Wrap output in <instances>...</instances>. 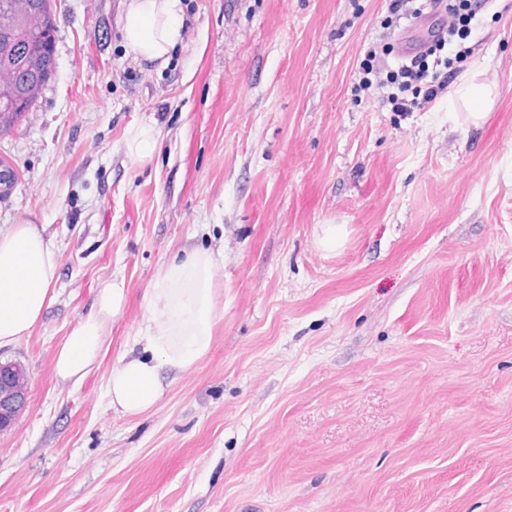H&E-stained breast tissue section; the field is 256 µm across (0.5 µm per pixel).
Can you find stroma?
I'll use <instances>...</instances> for the list:
<instances>
[{
	"label": "stroma",
	"mask_w": 512,
	"mask_h": 512,
	"mask_svg": "<svg viewBox=\"0 0 512 512\" xmlns=\"http://www.w3.org/2000/svg\"><path fill=\"white\" fill-rule=\"evenodd\" d=\"M159 69L123 0H53L58 70L0 135V235L36 226L54 299L0 362V512H512V0L470 24L498 87L481 127L361 91L369 46L434 22L390 0H181ZM160 133L145 160L129 129ZM220 255L208 353L129 415L107 380L175 254ZM124 300L82 383L55 356L107 284ZM26 379L16 365L0 363V430L10 427L26 402Z\"/></svg>",
	"instance_id": "stroma-1"
}]
</instances>
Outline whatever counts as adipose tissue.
I'll return each instance as SVG.
<instances>
[{
  "label": "adipose tissue",
  "instance_id": "obj_1",
  "mask_svg": "<svg viewBox=\"0 0 512 512\" xmlns=\"http://www.w3.org/2000/svg\"><path fill=\"white\" fill-rule=\"evenodd\" d=\"M127 55L157 68L183 39L180 0H127L122 18ZM467 110V122L480 126L493 105L496 89L473 70L454 89ZM220 261L196 250L167 265L149 295L150 318L119 360L107 385L113 407L136 415L151 409L164 392L163 369L191 367L209 351L213 328L224 314L216 285ZM58 271L56 253L33 225L20 224L0 235V345L29 335L52 302L50 287ZM123 290L107 285L95 310L64 339L55 373L64 382L81 383L97 364L106 342L107 324L118 312Z\"/></svg>",
  "mask_w": 512,
  "mask_h": 512
}]
</instances>
